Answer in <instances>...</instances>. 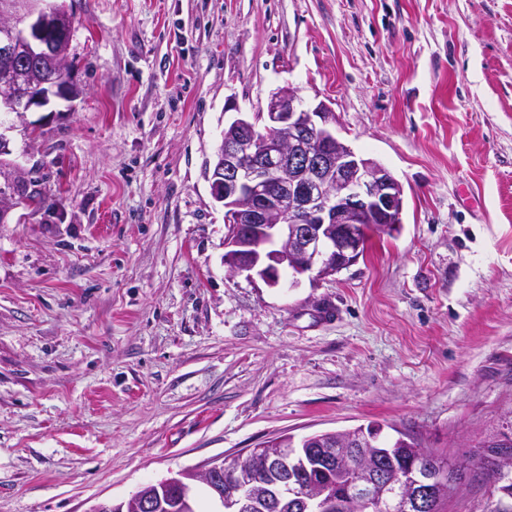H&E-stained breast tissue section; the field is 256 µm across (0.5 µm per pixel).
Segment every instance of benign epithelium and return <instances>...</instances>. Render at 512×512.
<instances>
[{
    "label": "benign epithelium",
    "mask_w": 512,
    "mask_h": 512,
    "mask_svg": "<svg viewBox=\"0 0 512 512\" xmlns=\"http://www.w3.org/2000/svg\"><path fill=\"white\" fill-rule=\"evenodd\" d=\"M73 20L67 0L0 3V70L7 71L14 47L31 55H61ZM77 95L70 80L20 90L0 83V110L28 112L52 97ZM213 198L223 204L224 266L233 274L257 275L269 286L288 268L296 275L312 271L336 275L358 262L364 222H402L403 189L378 162L363 157L336 134V114L321 101L307 104L292 88L273 92L259 112H239L224 125L222 149L211 175ZM380 428L361 427L339 444L324 445L318 435L303 438L329 465L349 473L346 494L320 481L286 476L296 453L284 435L230 462L214 461L203 470H185L139 489L118 505L100 502L90 512H194L197 488L208 487L217 512H382L389 499L405 512H431L452 495L453 480L437 466L425 475L415 470L390 473L363 444L378 440ZM280 476L282 491L258 496L256 463Z\"/></svg>",
    "instance_id": "benign-epithelium-1"
}]
</instances>
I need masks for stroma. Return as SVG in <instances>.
I'll list each match as a JSON object with an SVG mask.
<instances>
[{"mask_svg":"<svg viewBox=\"0 0 512 512\" xmlns=\"http://www.w3.org/2000/svg\"><path fill=\"white\" fill-rule=\"evenodd\" d=\"M75 100L7 114L0 512H90L281 435L456 463L512 410V0H75ZM290 87L400 181L402 228L276 287L207 167ZM472 470L442 512H490Z\"/></svg>","mask_w":512,"mask_h":512,"instance_id":"1","label":"stroma"}]
</instances>
